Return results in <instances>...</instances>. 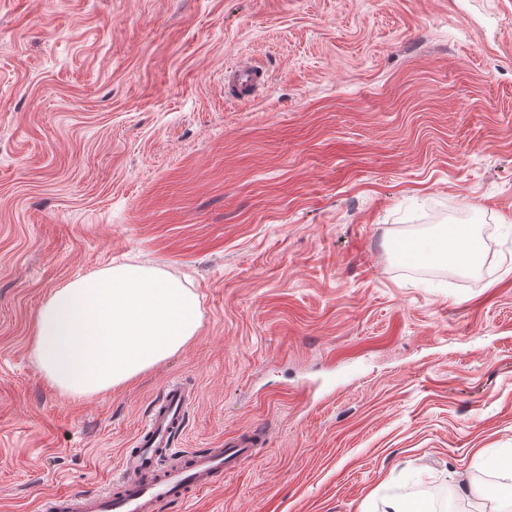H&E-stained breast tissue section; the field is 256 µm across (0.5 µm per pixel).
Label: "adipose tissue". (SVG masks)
I'll return each instance as SVG.
<instances>
[{"instance_id": "adipose-tissue-1", "label": "adipose tissue", "mask_w": 512, "mask_h": 512, "mask_svg": "<svg viewBox=\"0 0 512 512\" xmlns=\"http://www.w3.org/2000/svg\"><path fill=\"white\" fill-rule=\"evenodd\" d=\"M456 250L444 240L405 241L418 262L477 259L471 225L455 224ZM201 327L196 295L159 268L109 265L55 289L38 307L31 356L62 395L80 398L120 387L185 347Z\"/></svg>"}]
</instances>
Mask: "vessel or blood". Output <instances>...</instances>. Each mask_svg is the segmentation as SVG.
Wrapping results in <instances>:
<instances>
[{
    "label": "vessel or blood",
    "mask_w": 512,
    "mask_h": 512,
    "mask_svg": "<svg viewBox=\"0 0 512 512\" xmlns=\"http://www.w3.org/2000/svg\"><path fill=\"white\" fill-rule=\"evenodd\" d=\"M267 81L261 66L238 62L228 68L226 92L246 101ZM191 399L181 382L166 383L109 485L99 492L52 495L43 512H173L191 493L222 483L225 474L253 457L255 441L242 434L219 448L181 447Z\"/></svg>",
    "instance_id": "vessel-or-blood-1"
}]
</instances>
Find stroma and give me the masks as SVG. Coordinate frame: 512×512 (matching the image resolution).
I'll return each instance as SVG.
<instances>
[{
  "label": "stroma",
  "mask_w": 512,
  "mask_h": 512,
  "mask_svg": "<svg viewBox=\"0 0 512 512\" xmlns=\"http://www.w3.org/2000/svg\"><path fill=\"white\" fill-rule=\"evenodd\" d=\"M234 61L268 73L248 101ZM480 230L488 267L396 243ZM160 267L202 326L112 391L59 394L35 313ZM255 458L182 512H477L512 496V0H0V512L95 491L151 401ZM464 493L467 496L482 499L484 507L487 505L488 512H507L511 510L512 502L510 501V510H505L503 502L493 490L468 483L465 485Z\"/></svg>",
  "instance_id": "35a3bbf8"
}]
</instances>
